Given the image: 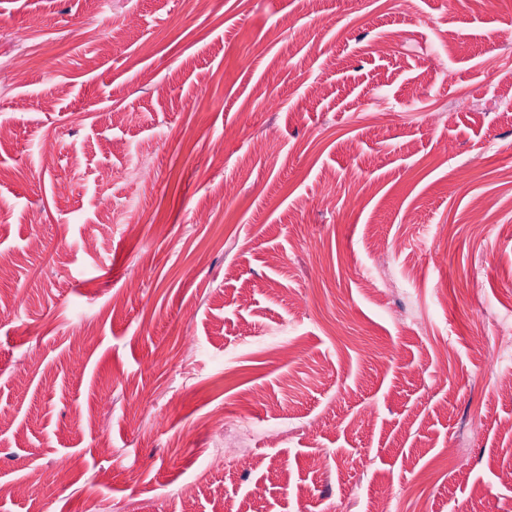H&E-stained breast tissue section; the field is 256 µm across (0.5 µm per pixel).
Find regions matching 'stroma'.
Wrapping results in <instances>:
<instances>
[{"mask_svg":"<svg viewBox=\"0 0 512 512\" xmlns=\"http://www.w3.org/2000/svg\"><path fill=\"white\" fill-rule=\"evenodd\" d=\"M2 58L0 512H512V0H0Z\"/></svg>","mask_w":512,"mask_h":512,"instance_id":"35a3bbf8","label":"stroma"}]
</instances>
